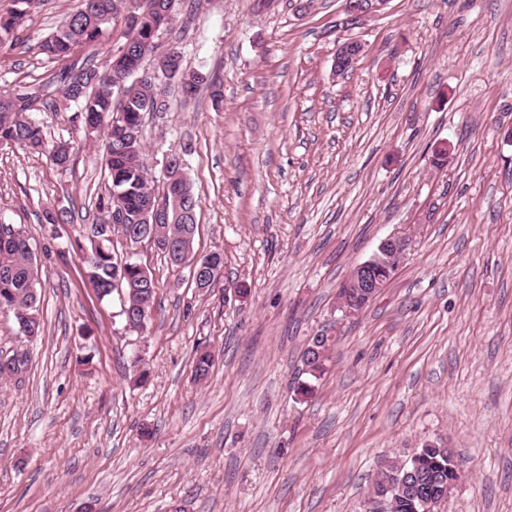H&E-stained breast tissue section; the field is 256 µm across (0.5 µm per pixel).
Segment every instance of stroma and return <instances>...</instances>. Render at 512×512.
Returning a JSON list of instances; mask_svg holds the SVG:
<instances>
[{
	"instance_id": "35a3bbf8",
	"label": "stroma",
	"mask_w": 512,
	"mask_h": 512,
	"mask_svg": "<svg viewBox=\"0 0 512 512\" xmlns=\"http://www.w3.org/2000/svg\"><path fill=\"white\" fill-rule=\"evenodd\" d=\"M76 4L44 0L0 48V92L48 80L36 47ZM343 4L178 0L160 46L216 83L147 116L144 161L159 191L183 153L195 251L224 270L201 294L189 267L115 240L156 284L143 333L38 222L106 191L102 142L56 91L39 118L72 140L68 169L0 145V224L26 230L41 295L31 365L0 379V512H363L380 465L427 441L465 470L439 512H512V0H389L357 21ZM347 39L364 50L340 76ZM393 234L411 239L397 273L343 317L341 283ZM320 334L335 346L302 396ZM320 340V336H314L306 346L304 352H303V361L305 365L308 367L307 374L310 376V379L318 380L325 372V362L328 360V356H322L320 357L317 350H320L323 345L325 338H323V341L321 343H316V340ZM314 346L316 348L312 349L311 347Z\"/></svg>"
}]
</instances>
